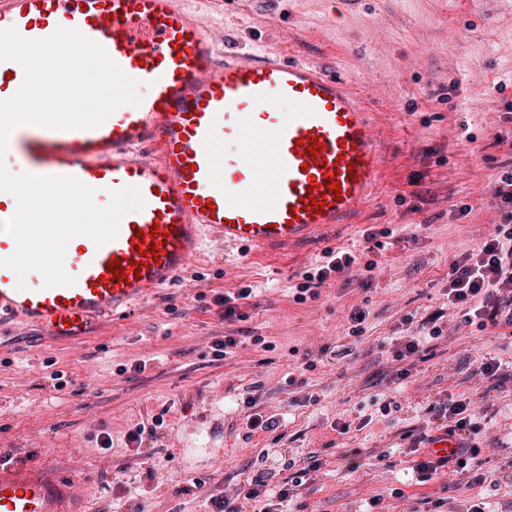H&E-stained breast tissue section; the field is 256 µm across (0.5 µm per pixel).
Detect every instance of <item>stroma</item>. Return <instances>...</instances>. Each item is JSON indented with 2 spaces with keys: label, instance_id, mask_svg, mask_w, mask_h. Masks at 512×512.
Wrapping results in <instances>:
<instances>
[{
  "label": "stroma",
  "instance_id": "obj_1",
  "mask_svg": "<svg viewBox=\"0 0 512 512\" xmlns=\"http://www.w3.org/2000/svg\"><path fill=\"white\" fill-rule=\"evenodd\" d=\"M204 9L217 39L240 50L266 46L311 60L364 94L387 137L386 164L374 200L347 223L296 245L263 253L208 241L176 282L123 319H95L86 336L56 346L14 322L0 347V448L71 464L93 512H211L210 499L289 459L318 453L315 480L301 487L291 512H357L364 499L437 490L417 485L404 455L420 435L428 408L448 395H483L492 405L484 447L492 507L512 501V338L473 330L450 311L452 261L476 248L498 220L493 195L512 168V0H179ZM469 214H461V205ZM390 229L383 249L368 250L366 228ZM343 247L360 261L347 278L329 277L319 295L296 302L292 287L325 250ZM239 299L240 318L224 317V296ZM367 310L364 339L348 336L353 308ZM444 312L447 334L432 358L416 363L410 383L377 381L384 337L398 335L405 314L412 332ZM244 337L215 359L222 336ZM264 337L265 346L252 344ZM480 351L502 363L503 384L473 377L464 356ZM312 359L315 370L299 366ZM63 375L54 387L51 372ZM305 375L304 387L288 386ZM258 386V409L277 431L248 433L233 406L240 388ZM317 396L306 403V394ZM398 409L360 431L371 396ZM160 416L156 437L127 444L134 425ZM110 434L112 447L97 440ZM345 448L359 456L342 458Z\"/></svg>",
  "mask_w": 512,
  "mask_h": 512
}]
</instances>
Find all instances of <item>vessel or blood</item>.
<instances>
[{"label":"vessel or blood","mask_w":512,"mask_h":512,"mask_svg":"<svg viewBox=\"0 0 512 512\" xmlns=\"http://www.w3.org/2000/svg\"><path fill=\"white\" fill-rule=\"evenodd\" d=\"M25 38L56 28L99 43L130 77L142 81L140 106H124L95 128L13 129L5 156L12 173L72 176L108 202L112 190L138 186L142 210L126 214L115 240L96 246L73 238L64 267L71 286L45 287L0 267V330L23 319L55 342L86 335L102 315L122 317L172 285L206 239L259 251L290 248L345 223L376 195L385 166L384 136L365 97L312 61L265 48L224 52L205 15L177 0H0V29ZM24 78L0 62V100ZM317 139L303 154L297 140ZM339 183L312 208L311 185ZM167 236L165 253L135 272L134 236ZM119 260L122 278L107 280ZM0 512H90L75 474L0 448Z\"/></svg>","instance_id":"b4317fda"}]
</instances>
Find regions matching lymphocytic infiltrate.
<instances>
[{"instance_id": "1", "label": "lymphocytic infiltrate", "mask_w": 512, "mask_h": 512, "mask_svg": "<svg viewBox=\"0 0 512 512\" xmlns=\"http://www.w3.org/2000/svg\"><path fill=\"white\" fill-rule=\"evenodd\" d=\"M494 196L500 212L498 224L477 250L462 254L451 263L448 271L449 308L460 312L465 325L481 331L490 326L512 330V169L499 177ZM357 263L358 258L352 251H324L320 264L306 272L303 282L296 286L295 300L305 301L331 275L348 273ZM442 333V328L435 325L422 336L392 338L386 375L399 384L407 381L416 361L434 350ZM430 411L439 431L455 440L466 439L467 444L445 454L430 448L412 447V454L418 457L414 468L419 473V483L432 480L443 468H452L458 485L471 492L466 512H491L489 504L475 492L476 487L488 479L478 459L477 444L484 432L486 409L471 397L452 394L447 401L431 405ZM320 467L318 455L311 453L302 458L296 472L278 485H270L269 473H258L247 479L236 494L212 499L214 512H243L248 501L261 502L260 512H287L289 502L297 497L303 482Z\"/></svg>"}]
</instances>
